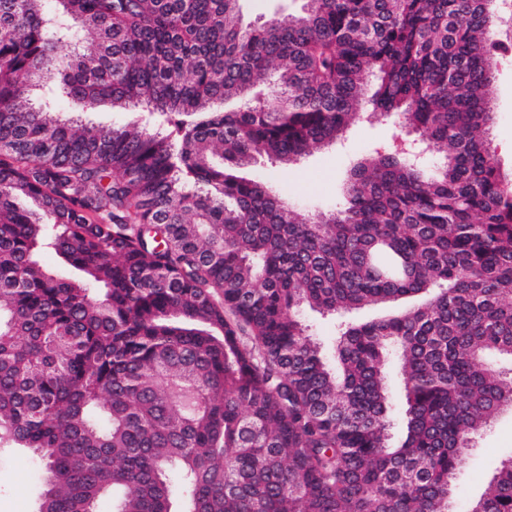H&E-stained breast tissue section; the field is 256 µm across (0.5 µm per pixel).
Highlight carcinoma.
Returning a JSON list of instances; mask_svg holds the SVG:
<instances>
[{
	"instance_id": "carcinoma-1",
	"label": "carcinoma",
	"mask_w": 512,
	"mask_h": 512,
	"mask_svg": "<svg viewBox=\"0 0 512 512\" xmlns=\"http://www.w3.org/2000/svg\"><path fill=\"white\" fill-rule=\"evenodd\" d=\"M239 13L0 0V448L42 463L37 512H449L512 408L493 0ZM391 114L433 168L376 149L326 212L247 174ZM304 308L341 319L329 354ZM471 512H512V457Z\"/></svg>"
}]
</instances>
